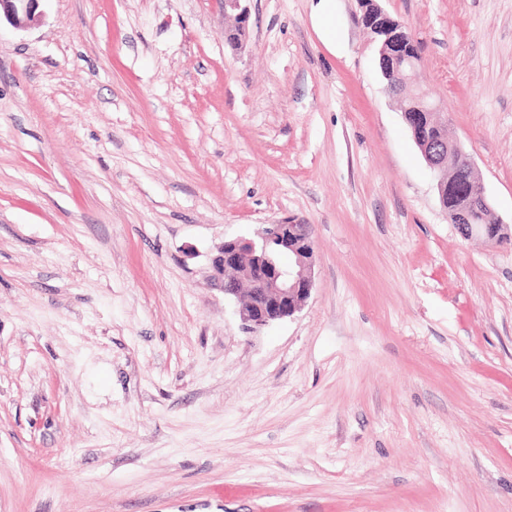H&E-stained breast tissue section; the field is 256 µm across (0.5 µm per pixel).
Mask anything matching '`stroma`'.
Wrapping results in <instances>:
<instances>
[{"label":"stroma","mask_w":512,"mask_h":512,"mask_svg":"<svg viewBox=\"0 0 512 512\" xmlns=\"http://www.w3.org/2000/svg\"><path fill=\"white\" fill-rule=\"evenodd\" d=\"M512 231V0H378ZM0 23V512H512V244L463 239L359 0ZM310 225L258 333L224 240Z\"/></svg>","instance_id":"stroma-1"}]
</instances>
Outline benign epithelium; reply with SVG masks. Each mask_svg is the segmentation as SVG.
Returning <instances> with one entry per match:
<instances>
[{
	"mask_svg": "<svg viewBox=\"0 0 512 512\" xmlns=\"http://www.w3.org/2000/svg\"><path fill=\"white\" fill-rule=\"evenodd\" d=\"M41 0H0V15L17 29H28L40 23ZM225 13L247 21L248 0H219ZM362 3L360 21L377 46L381 74L387 88L413 104L403 109V117L414 131V139L429 167L439 172L435 189L440 204H448L450 220L465 239L489 237L488 224L479 219L490 214L502 228L496 243L510 239L505 225L495 214L483 184L474 179V164L457 144L437 136L433 129L441 125V107L427 93L407 95L416 82V60L407 45V28L389 16L380 5ZM456 166L446 175L448 158ZM213 258V281L226 296H236L242 286L248 287L247 297L237 309V315L248 332H256L270 324L294 316L311 296L314 286L312 266L314 240L307 224H265L252 238L224 241Z\"/></svg>",
	"mask_w": 512,
	"mask_h": 512,
	"instance_id": "7a95c632",
	"label": "benign epithelium"
}]
</instances>
